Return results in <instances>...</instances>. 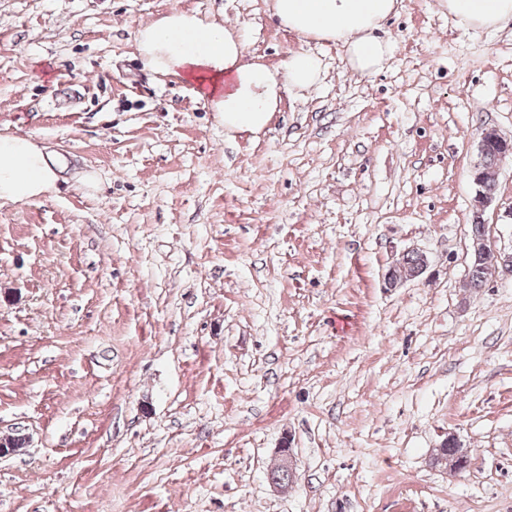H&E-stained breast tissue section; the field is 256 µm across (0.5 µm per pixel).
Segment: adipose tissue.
Listing matches in <instances>:
<instances>
[{
    "label": "adipose tissue",
    "instance_id": "obj_1",
    "mask_svg": "<svg viewBox=\"0 0 512 512\" xmlns=\"http://www.w3.org/2000/svg\"><path fill=\"white\" fill-rule=\"evenodd\" d=\"M399 0H272L282 27L307 38L345 47L353 73L370 76L391 57L379 35ZM456 25L497 30L512 22V0H438ZM143 65L160 74L194 81L229 132L257 134L270 123L281 94L314 91L321 82L319 58L300 50L282 68L245 58L242 35L197 16L175 11L139 30ZM57 179L51 155L30 138L0 134V200L23 202L47 194Z\"/></svg>",
    "mask_w": 512,
    "mask_h": 512
}]
</instances>
